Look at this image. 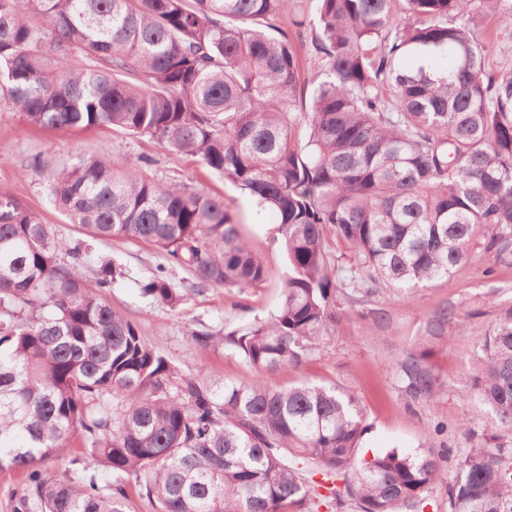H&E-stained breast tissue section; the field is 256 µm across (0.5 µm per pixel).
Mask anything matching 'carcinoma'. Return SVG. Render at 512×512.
Listing matches in <instances>:
<instances>
[{
    "instance_id": "1",
    "label": "carcinoma",
    "mask_w": 512,
    "mask_h": 512,
    "mask_svg": "<svg viewBox=\"0 0 512 512\" xmlns=\"http://www.w3.org/2000/svg\"><path fill=\"white\" fill-rule=\"evenodd\" d=\"M315 2L313 21L285 30L288 0H0V98L30 124L149 137L277 215L288 273L276 312L192 334L259 374L309 358L343 304L410 294L479 250L512 266V67L489 63L512 57V0ZM150 163L81 157L49 194L90 238L157 247L198 293L262 283L224 198L161 186ZM82 246L0 187V471L26 476L14 512H138L132 488L152 512H318L348 500L355 512H424L448 481L432 456L355 464L363 412L336 386L215 387L181 374L104 300L123 266L101 260L90 285ZM139 289L183 302L162 266ZM462 324L445 306L428 329ZM477 358L462 397L488 420L462 430L493 447L456 455L449 512H512V308ZM401 368L410 397L439 394L423 358ZM75 438L71 470L44 474ZM310 468L344 488L319 493Z\"/></svg>"
}]
</instances>
